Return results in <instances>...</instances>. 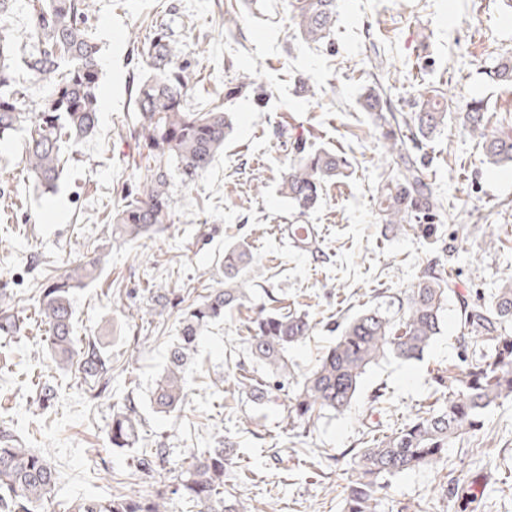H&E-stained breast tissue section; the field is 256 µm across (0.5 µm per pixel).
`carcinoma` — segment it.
Here are the masks:
<instances>
[{"mask_svg": "<svg viewBox=\"0 0 512 512\" xmlns=\"http://www.w3.org/2000/svg\"><path fill=\"white\" fill-rule=\"evenodd\" d=\"M12 0H0V141L21 132L25 138L23 163L34 185L44 192L57 189L68 162L66 153L94 133L99 123V47L88 33L87 22L94 0H37L27 27L17 37L6 24ZM337 0H295L293 26L304 39L324 42L336 21ZM30 48L25 65L45 94L34 111L22 109L26 94L17 88L14 68L16 46ZM139 55L149 59L153 75L135 89L138 112L134 134L164 166L146 180L143 191L129 195L112 214V235L134 241L171 221V173L185 183L195 179L224 149L233 129L230 113L218 106L193 110L187 92L194 71L179 43L165 30L141 46ZM495 81L512 82V56L499 60L489 71ZM364 111L383 129L386 161L391 169L377 189L383 223L390 227L408 224L418 236L438 242L436 224H414L444 210L428 182L424 164L414 155L397 129L400 121L387 111L381 92L372 88L362 95ZM461 125L482 144L487 164L512 167V126L488 130L489 118L483 100H472L460 114ZM448 122V113L433 97L421 95L419 111L409 117L415 130L413 144L434 136ZM347 160L329 149L309 150L302 142L281 176L280 193L298 214L315 208L325 184L345 176ZM252 255L246 243L224 251V287L209 291L190 304L179 322L178 336L169 350V365L156 381L152 393L155 408L163 412L181 409L187 394V363L205 328L249 302L242 288ZM102 258L80 261L62 273L47 278L40 288L36 307L40 324L46 327L52 355L64 362L77 358L83 378L97 381L112 367L99 347L77 344L72 336L71 293L95 281ZM457 285L430 267L396 302L368 308L349 319L336 343L326 349L288 400L291 424H311L326 411L342 414L352 408L367 370L388 359L410 362L423 357L441 332L443 304L456 293ZM262 308L249 321L245 340L251 360L268 367L278 378L276 387L288 383V349L311 332L308 318L279 304ZM460 345L470 357L462 365L440 369L436 386L448 394L444 403L419 409L397 431L382 437L376 431L353 448L343 512H377L379 494L386 480L400 474L432 467L456 440L483 431L484 414L503 400L512 399V276L502 280L490 298L475 302L462 296ZM19 317L0 303V335L20 332ZM133 406L112 418L108 436L112 447L131 448L136 437ZM167 449L152 448L139 459L141 469H165ZM233 464V444L227 439L218 448H206L180 467L169 485L170 492L121 495L98 499L76 498L68 512H168L169 495L197 512H240L238 503L225 496L224 475ZM58 472L43 453L34 448L0 444V512H36L51 498ZM474 482L457 479L456 495L469 508L478 499Z\"/></svg>", "mask_w": 512, "mask_h": 512, "instance_id": "carcinoma-1", "label": "carcinoma"}]
</instances>
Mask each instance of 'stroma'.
I'll use <instances>...</instances> for the list:
<instances>
[{
  "label": "stroma",
  "mask_w": 512,
  "mask_h": 512,
  "mask_svg": "<svg viewBox=\"0 0 512 512\" xmlns=\"http://www.w3.org/2000/svg\"><path fill=\"white\" fill-rule=\"evenodd\" d=\"M290 0H96L92 32L100 48L102 107L95 133L67 163L55 193L35 188L22 162V134L0 141V288L23 321L19 336L0 338V437L43 450L59 483L50 512L79 496L150 494L202 449L233 437L239 456L230 472L241 512H341L345 450L369 427L389 433L419 407L437 402L432 376L456 363L460 312L449 299L441 332L424 359L385 361L365 375L352 409L325 413L310 427H287L284 391L257 400L234 383L239 371L258 384L269 369L245 360L243 336L268 295L307 315V338L288 352L289 388L339 334L338 324L386 295H398L439 262L462 294L489 297L512 275V168L483 160L477 140L456 119L484 99L492 125L512 123V84L487 70L512 54V8L503 0H338L328 44L304 40L291 22ZM165 24L195 66L190 104L234 115L224 150L187 185H172V216L163 231L126 242L110 217L126 191L150 176L154 162L134 137L133 80L150 72L135 46ZM263 97L226 99L240 75ZM379 85L393 112L410 115L421 93L436 91L448 124L423 148L432 189L445 204L441 236L429 245L387 227L376 193L386 178L383 137L358 99ZM303 140L344 153L347 177L328 186L307 223L320 230L318 252L280 240L274 227L298 218L280 193L289 144ZM246 242L251 306L227 313L201 337L180 412H154L150 393L163 373L179 320L197 295L224 282V251ZM102 256L100 279L73 298L76 340H94L112 365L102 394L76 368L55 360L34 309L47 275L81 255ZM170 291L172 303L145 325L149 294ZM49 380L53 401L36 389ZM385 389L387 402L368 400ZM133 399L139 440L112 447L115 407ZM169 450L164 472H135L142 450ZM483 486L475 512H512V400L490 407L485 430L453 443L435 466L390 479L378 512H462L436 491L447 476Z\"/></svg>",
  "instance_id": "35a3bbf8"
}]
</instances>
